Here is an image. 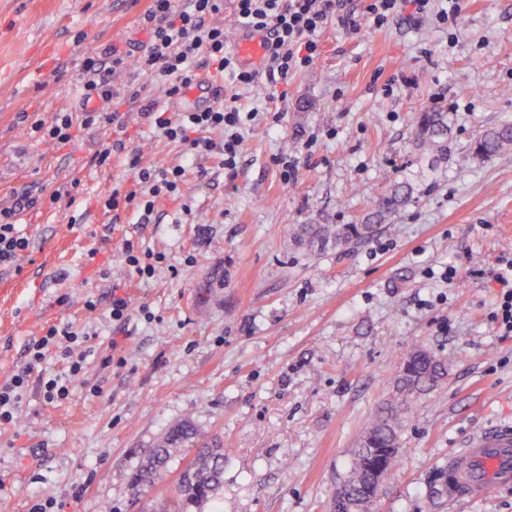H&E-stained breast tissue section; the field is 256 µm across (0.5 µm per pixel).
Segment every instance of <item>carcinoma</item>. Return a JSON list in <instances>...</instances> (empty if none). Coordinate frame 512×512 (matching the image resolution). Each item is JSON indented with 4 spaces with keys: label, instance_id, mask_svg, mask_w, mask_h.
I'll use <instances>...</instances> for the list:
<instances>
[{
    "label": "carcinoma",
    "instance_id": "1",
    "mask_svg": "<svg viewBox=\"0 0 512 512\" xmlns=\"http://www.w3.org/2000/svg\"><path fill=\"white\" fill-rule=\"evenodd\" d=\"M448 113L432 109L419 112L414 118V134L420 149L435 158L443 157L448 148ZM512 148V124L502 123L484 130L475 140L474 154L488 159ZM413 185L403 179L397 181L380 199L362 223L336 226L333 240L343 247L369 238L385 218L411 201ZM445 372L435 356L417 347L405 358L396 379V398L382 407L365 426L353 452V465L348 483L362 496L361 510L371 512L374 500L368 489L381 472L391 473L399 461V427L401 417L410 402L432 390ZM193 451L186 470L191 482L184 488L176 484L159 512H204L220 499L224 485V445L216 438L200 434L185 420L171 427L150 449L133 471L131 486L140 493L161 479L170 462L184 450Z\"/></svg>",
    "mask_w": 512,
    "mask_h": 512
}]
</instances>
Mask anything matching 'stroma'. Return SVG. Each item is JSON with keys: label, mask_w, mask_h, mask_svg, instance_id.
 Instances as JSON below:
<instances>
[{"label": "stroma", "mask_w": 512, "mask_h": 512, "mask_svg": "<svg viewBox=\"0 0 512 512\" xmlns=\"http://www.w3.org/2000/svg\"><path fill=\"white\" fill-rule=\"evenodd\" d=\"M341 2L359 27L329 22L307 70L276 85L259 67L243 90L214 79L256 113L228 170L219 153L165 142L133 101L118 124L77 128L65 146L32 129L78 110L85 57L145 41L147 0H0V203L38 199L17 216L30 241L21 271L0 269V376L50 323L72 324L95 351L68 399L30 385L0 431V512L47 498L58 512H153L187 456L143 494L130 477L183 420L227 450L223 512H331L365 423L416 347L447 374L404 423L374 512H512V490L452 502L447 485L449 452L512 424V335L491 318L499 258L512 253V152L472 153L483 129L512 121V0H464L453 44L431 23L377 28L364 21L369 0ZM110 81L122 94L147 87L177 113L136 58ZM438 107L450 134L434 163L413 120ZM118 139L143 165L185 166L178 196L148 214L107 208L113 190L136 186L123 155L97 163ZM281 158L297 161L293 182ZM403 178L413 201L371 238L294 244L307 224L360 223ZM63 188L74 203H50ZM129 245L164 255L153 277L126 264ZM116 285L130 303L121 324L109 316Z\"/></svg>", "instance_id": "stroma-1"}]
</instances>
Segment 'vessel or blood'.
<instances>
[{"label":"vessel or blood","mask_w":512,"mask_h":512,"mask_svg":"<svg viewBox=\"0 0 512 512\" xmlns=\"http://www.w3.org/2000/svg\"><path fill=\"white\" fill-rule=\"evenodd\" d=\"M268 37L258 31H243L234 41L239 66H259ZM512 489V425H499L472 435L466 447L448 457V497L479 501Z\"/></svg>","instance_id":"b4317fda"}]
</instances>
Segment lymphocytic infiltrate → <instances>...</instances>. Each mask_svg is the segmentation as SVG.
Returning <instances> with one entry per match:
<instances>
[{
  "instance_id": "1",
  "label": "lymphocytic infiltrate",
  "mask_w": 512,
  "mask_h": 512,
  "mask_svg": "<svg viewBox=\"0 0 512 512\" xmlns=\"http://www.w3.org/2000/svg\"><path fill=\"white\" fill-rule=\"evenodd\" d=\"M235 11L246 27L270 34V46L264 57L269 76L287 80L288 76L308 68L320 54V34L329 19L336 16V0H234ZM223 0H149L143 15L148 36L138 58L140 70L147 76H162L167 82V94L182 97L198 79L199 69L213 75L231 74L235 83L250 88L255 82L252 71L240 68L226 51L224 29L214 23ZM460 9L459 0H371L367 11L375 27L389 25L404 16L413 24L434 21L440 28L453 24ZM110 63L92 57L85 58L81 67V117L71 114L56 118L51 125L35 122V130L58 144L69 143L74 126L118 122L119 113L113 108L116 95L108 75L111 69L124 67L129 54L110 48ZM143 116L154 123L161 137L183 145L188 154L207 155L214 144L207 131L224 132L221 149L225 168L236 166L241 142V130L253 117L243 111L237 97L224 104L199 112H186L168 117L158 112L155 102H143ZM128 169L137 187L123 193L113 191L107 201L112 210L137 207L152 211L155 198L174 196L185 176L180 166L153 167L142 165L135 153H127ZM16 206L0 207V267L17 266L29 247V240L19 233L15 222ZM58 351L66 364L62 375H43L39 387L47 402L68 398L72 380L80 378L91 353L84 336L68 324H52L42 336L28 344L25 364L0 379V428L13 424L28 393L32 373L50 351Z\"/></svg>"
}]
</instances>
